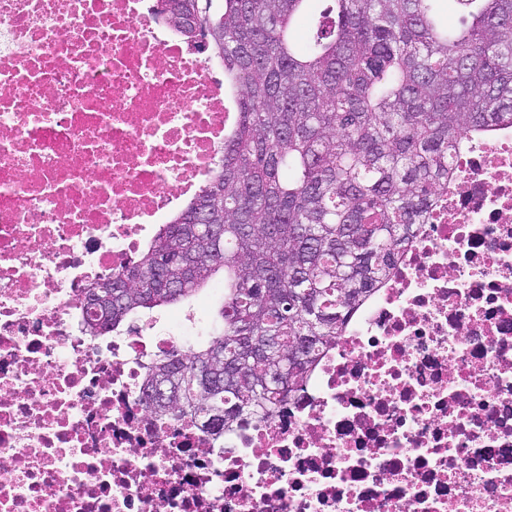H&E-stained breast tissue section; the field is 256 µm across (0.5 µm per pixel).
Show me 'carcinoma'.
<instances>
[{
    "mask_svg": "<svg viewBox=\"0 0 512 512\" xmlns=\"http://www.w3.org/2000/svg\"><path fill=\"white\" fill-rule=\"evenodd\" d=\"M161 2L224 65L236 117L210 179L112 275L95 335L223 271L214 330L151 359L139 398L220 437L304 388L413 239L463 134L512 125V0H457L454 30L442 0H332L318 15L307 0ZM160 384L166 403L147 402Z\"/></svg>",
    "mask_w": 512,
    "mask_h": 512,
    "instance_id": "cac0c4a2",
    "label": "carcinoma"
}]
</instances>
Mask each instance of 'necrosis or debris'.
I'll return each mask as SVG.
<instances>
[{
	"mask_svg": "<svg viewBox=\"0 0 512 512\" xmlns=\"http://www.w3.org/2000/svg\"><path fill=\"white\" fill-rule=\"evenodd\" d=\"M214 67L159 0H0V512H512L510 126L268 420L139 403L192 318L85 334L87 284L214 170Z\"/></svg>",
	"mask_w": 512,
	"mask_h": 512,
	"instance_id": "4bbe7bcc",
	"label": "necrosis or debris"
}]
</instances>
